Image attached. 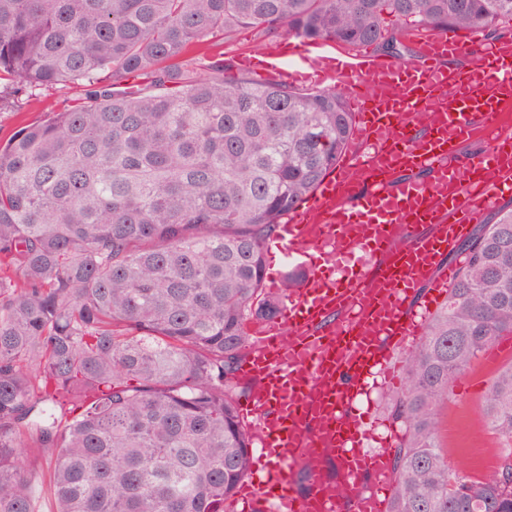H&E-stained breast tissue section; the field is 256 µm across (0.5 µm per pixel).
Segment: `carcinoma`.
<instances>
[{"instance_id": "obj_1", "label": "carcinoma", "mask_w": 512, "mask_h": 512, "mask_svg": "<svg viewBox=\"0 0 512 512\" xmlns=\"http://www.w3.org/2000/svg\"><path fill=\"white\" fill-rule=\"evenodd\" d=\"M512 0H0V78L78 83L75 105L0 143V512H35L21 432L56 512H224L251 439L232 389L281 217L337 164L344 99L256 81L196 42L239 28L388 55L415 29L496 33ZM456 276L386 396L400 429L386 512H512V364L482 412L496 470L456 473L436 417L512 336V205L460 243Z\"/></svg>"}]
</instances>
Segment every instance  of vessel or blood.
Listing matches in <instances>:
<instances>
[{
	"label": "vessel or blood",
	"mask_w": 512,
	"mask_h": 512,
	"mask_svg": "<svg viewBox=\"0 0 512 512\" xmlns=\"http://www.w3.org/2000/svg\"><path fill=\"white\" fill-rule=\"evenodd\" d=\"M414 60L396 62L343 46L302 52L291 83L335 78L354 117L336 168L285 213L273 244L309 274L291 290L278 322L242 360L252 381L237 407L260 453L235 492L243 512H385L389 451L364 449L357 415L366 381L400 382L421 334L410 306L430 288L438 304L453 274L442 259L490 204L512 196V42H479L454 30L416 31ZM291 44L245 53L243 68H280ZM464 58V68L451 60ZM477 136L484 151L457 153ZM336 461L337 476L322 471ZM309 461L305 491L291 472Z\"/></svg>",
	"instance_id": "vessel-or-blood-1"
}]
</instances>
